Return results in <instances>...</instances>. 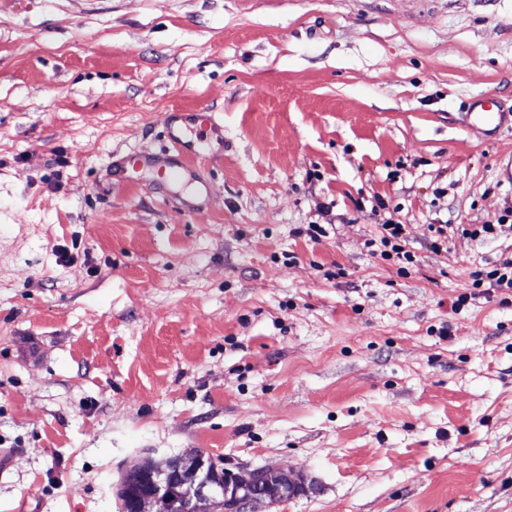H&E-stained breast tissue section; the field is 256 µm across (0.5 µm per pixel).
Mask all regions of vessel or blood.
Segmentation results:
<instances>
[{"mask_svg":"<svg viewBox=\"0 0 512 512\" xmlns=\"http://www.w3.org/2000/svg\"><path fill=\"white\" fill-rule=\"evenodd\" d=\"M467 116L480 124L487 137L498 136L506 126L512 125V111L506 110L503 103L487 99L471 102L467 107ZM168 148L154 155L127 154L110 161L109 173L113 179L127 182L131 171L147 170L157 175L163 183L180 180L193 157L184 139L185 130L198 131L199 135L223 141L224 126L214 113L207 110L190 112H167L163 115Z\"/></svg>","mask_w":512,"mask_h":512,"instance_id":"vessel-or-blood-1","label":"vessel or blood"}]
</instances>
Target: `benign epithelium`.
<instances>
[{"label": "benign epithelium", "instance_id": "obj_1", "mask_svg": "<svg viewBox=\"0 0 512 512\" xmlns=\"http://www.w3.org/2000/svg\"><path fill=\"white\" fill-rule=\"evenodd\" d=\"M217 469L214 458L202 449L187 451L164 470L138 467L147 480L146 498L160 505L175 500L178 512H202L203 503L221 512L228 501L233 503L234 512H261L260 507L287 501L301 492L300 486L288 479L264 484L257 471L247 469L238 470L233 479L220 486L211 480Z\"/></svg>", "mask_w": 512, "mask_h": 512}]
</instances>
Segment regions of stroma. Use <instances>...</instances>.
Listing matches in <instances>:
<instances>
[{"label": "stroma", "mask_w": 512, "mask_h": 512, "mask_svg": "<svg viewBox=\"0 0 512 512\" xmlns=\"http://www.w3.org/2000/svg\"><path fill=\"white\" fill-rule=\"evenodd\" d=\"M480 96L512 106V0H0V512H118L191 448L293 471L266 512H512V289L473 286L512 227L466 233L512 209V127ZM200 108L222 157L106 179ZM467 121L473 119L483 127L486 136L494 138L506 126L512 125V109H505L500 101L479 99L471 102L466 111ZM381 233L382 236L380 238V243L384 247H389L393 253H395L396 258L399 260L404 258L407 262H412L413 258L408 251H404V248L399 243H392L404 240V224H398L394 221V219H387L384 224L381 225ZM143 480L140 474L127 473L123 488L120 491V498L122 500V512H156V511H141L136 509L143 508Z\"/></svg>", "instance_id": "35a3bbf8"}]
</instances>
